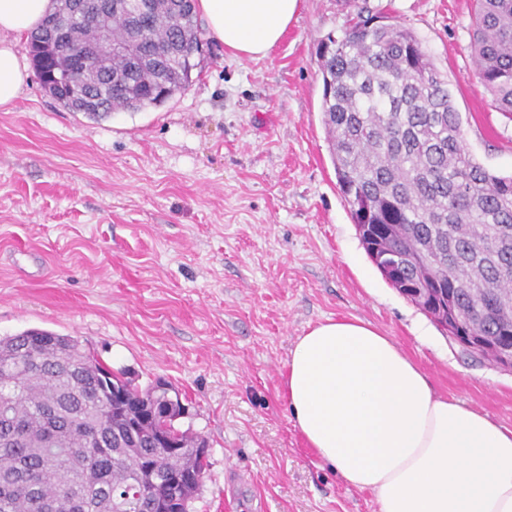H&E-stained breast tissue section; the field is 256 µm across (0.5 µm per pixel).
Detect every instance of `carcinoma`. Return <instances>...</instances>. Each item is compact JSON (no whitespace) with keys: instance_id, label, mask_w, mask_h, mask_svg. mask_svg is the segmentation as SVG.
Wrapping results in <instances>:
<instances>
[{"instance_id":"obj_1","label":"carcinoma","mask_w":512,"mask_h":512,"mask_svg":"<svg viewBox=\"0 0 512 512\" xmlns=\"http://www.w3.org/2000/svg\"><path fill=\"white\" fill-rule=\"evenodd\" d=\"M112 58L86 51L98 25L59 6L30 39L45 90L98 120L157 107L191 81L194 0H112ZM471 50L494 108L512 120V0H475ZM341 194L376 267L419 253L400 281L443 293L448 314L512 348V176L464 146L448 80L413 33L361 9L316 51ZM140 389L80 341L37 328L0 336V512H187L206 463L201 437L145 422ZM170 435L174 448L155 443Z\"/></svg>"}]
</instances>
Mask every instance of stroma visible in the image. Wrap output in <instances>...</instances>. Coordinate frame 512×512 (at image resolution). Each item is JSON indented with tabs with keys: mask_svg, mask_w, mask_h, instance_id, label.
Returning a JSON list of instances; mask_svg holds the SVG:
<instances>
[{
	"mask_svg": "<svg viewBox=\"0 0 512 512\" xmlns=\"http://www.w3.org/2000/svg\"><path fill=\"white\" fill-rule=\"evenodd\" d=\"M362 6L414 33L470 154L512 175V120L475 74L473 0H299L266 57L203 34L190 85L160 106L95 122L33 76L0 109V336H75L139 388L171 384L176 427L208 446L189 512H378L283 399L297 336L328 319L371 323L436 393L512 428V373L385 281L339 191L316 48Z\"/></svg>",
	"mask_w": 512,
	"mask_h": 512,
	"instance_id": "stroma-1",
	"label": "stroma"
}]
</instances>
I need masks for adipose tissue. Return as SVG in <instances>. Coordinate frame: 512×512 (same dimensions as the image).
Returning a JSON list of instances; mask_svg holds the SVG:
<instances>
[{
	"mask_svg": "<svg viewBox=\"0 0 512 512\" xmlns=\"http://www.w3.org/2000/svg\"><path fill=\"white\" fill-rule=\"evenodd\" d=\"M55 0H0V107L22 93L21 38ZM210 32L235 55L267 56L298 0H198ZM290 418L348 486L379 512H512V428L438 395L392 338L363 320L329 319L296 338L285 364Z\"/></svg>",
	"mask_w": 512,
	"mask_h": 512,
	"instance_id": "ef3b65f1",
	"label": "adipose tissue"
}]
</instances>
